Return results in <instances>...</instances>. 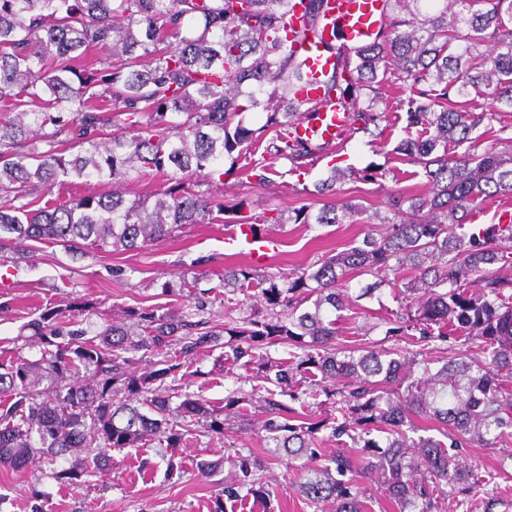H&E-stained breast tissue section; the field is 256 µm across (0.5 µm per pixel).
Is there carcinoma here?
<instances>
[{"label": "carcinoma", "instance_id": "obj_1", "mask_svg": "<svg viewBox=\"0 0 512 512\" xmlns=\"http://www.w3.org/2000/svg\"><path fill=\"white\" fill-rule=\"evenodd\" d=\"M293 2L0 0V249L16 262L29 258L28 241L134 251L185 224L222 222L227 212L238 214L235 224L278 222L241 215L242 201L224 207L187 176L216 185L234 170L225 159L260 149L264 157L241 174L264 185L271 161L313 154L293 137V123L310 109L298 97L305 71L285 34ZM301 2L308 20L294 30L296 42L317 36L323 6ZM339 58L327 90L348 104L349 136L383 134L389 92L407 93L398 100L405 136L390 155L419 167L424 191L390 195L384 215L350 200L315 214L305 205L293 210L292 224L386 228L295 273L225 266L222 332L201 317L205 291L191 314L128 309L135 334L114 324L93 334L85 309L46 306L27 324L40 357L0 363L1 465H28L37 453L52 462L70 457L54 478L71 486L91 473L111 475L114 448L152 437L178 448L197 424L224 433V411H246L249 396L235 391L220 409L185 393L174 408L166 387L189 357L217 351L225 365L253 369L274 385L258 432L288 468L320 455L322 431L336 441L328 463L295 482L312 505L362 512L359 484L369 478L399 512H432L445 487L493 479L451 449L512 444V386L500 381L512 376V278L501 275L512 268V218L485 228L471 219L489 200H512V157L478 145L483 129L512 148V121L503 120L512 109V0H387L378 39ZM482 89L494 108L474 105L471 92ZM258 109L267 113L259 132L243 117ZM152 172L170 183L152 205L116 191L65 201L42 195L75 179L116 184ZM386 174L381 166H333L314 192L334 197L336 184L351 177ZM364 276L370 281L352 297V282ZM386 286L398 303L385 321L389 345L334 347L340 312ZM251 290L263 303L254 310L236 298ZM462 338L479 340L476 352L448 346ZM402 340L417 347L410 359ZM272 344L288 346V357H269ZM140 351L162 359L141 368ZM435 352L443 354L436 369L428 358ZM322 394L338 397L329 419L314 417ZM415 417L441 426L448 442L409 436ZM233 466L241 476L224 485L227 500H238L243 487L267 495L252 479L260 459L239 456Z\"/></svg>", "mask_w": 512, "mask_h": 512}]
</instances>
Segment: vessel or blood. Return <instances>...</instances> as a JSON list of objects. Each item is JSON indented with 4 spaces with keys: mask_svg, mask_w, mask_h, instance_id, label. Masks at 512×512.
Segmentation results:
<instances>
[{
    "mask_svg": "<svg viewBox=\"0 0 512 512\" xmlns=\"http://www.w3.org/2000/svg\"><path fill=\"white\" fill-rule=\"evenodd\" d=\"M384 20L383 0H325L319 39L297 48L308 75L301 95L313 104L294 126L301 140L330 149L347 138L349 113L335 97L325 95V80L336 69V47L352 48L374 40ZM240 233L256 258L267 257L274 247L271 239L253 235L248 226H241Z\"/></svg>",
    "mask_w": 512,
    "mask_h": 512,
    "instance_id": "obj_1",
    "label": "vessel or blood"
}]
</instances>
